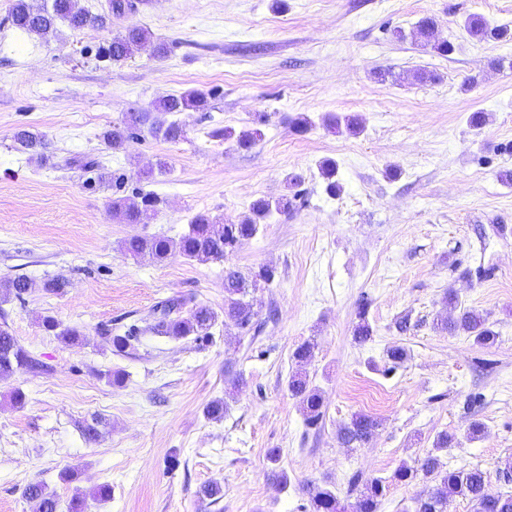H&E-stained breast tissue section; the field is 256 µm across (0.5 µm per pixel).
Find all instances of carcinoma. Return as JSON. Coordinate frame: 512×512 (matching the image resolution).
Masks as SVG:
<instances>
[{
  "mask_svg": "<svg viewBox=\"0 0 512 512\" xmlns=\"http://www.w3.org/2000/svg\"><path fill=\"white\" fill-rule=\"evenodd\" d=\"M102 21L104 16L91 17V11L80 0H47L40 9L31 0H14L8 21L12 26L28 35L44 37L57 30L58 25L65 24L74 31H81L91 24V20ZM434 21L430 17L418 21L416 35L420 46L428 47L440 56L453 52V45L443 40H432ZM469 35L478 41L500 40L507 37L508 31L494 28L480 15H470L465 20ZM152 47L158 56L168 53L165 42L155 41L152 31L144 26L134 24L123 33L112 38L102 47L101 58L112 62L124 61L145 47ZM214 92L189 91L163 97L153 105V113L128 112L123 122L105 130L101 138L111 149L123 147L126 141L135 138L142 127L161 135L169 142H178L184 137L183 126L177 121H166L164 115L187 111H204ZM211 136L220 139H233L241 150H249L261 137L257 128L244 130L239 134L221 128L211 132ZM13 140L16 148L30 155V159L39 165L49 160L46 154L47 143L44 135L24 127L18 129ZM70 167L84 173H93L100 182L112 184V220L119 224H142L150 215L156 213L160 204L158 197L150 192H137L135 198L122 195L126 189V178L122 173L109 174L104 171L100 161L91 155L72 157ZM319 174L325 183V191L336 195V163L325 159L319 164ZM292 202L282 199L275 202L260 199L253 203L251 216L239 224H224L210 218L205 213L196 214L189 224L188 231L174 242L164 236L141 237L132 235L122 243L123 251L132 256H150L157 262L165 261L176 251L189 261L201 263L222 262L233 253L245 240L255 236L259 225L265 223L273 212H285ZM275 279V270L262 266L251 278L243 277L231 268L224 270V325H232L239 334L246 336L257 333L267 320L259 319L251 301L247 300L250 291L260 284L269 285ZM28 290V280L15 277L0 281V296H11L23 300ZM367 305L359 304L360 322L355 329L354 339L364 345L372 340L373 330L366 320ZM218 320V313L207 304L195 302L188 304L186 298L174 296L157 303L151 313L150 329L161 336L174 339L192 338L204 342L211 336V328ZM41 327L66 345L76 344L81 340L82 332L76 327L62 326L53 316L45 315L40 319ZM441 329L453 335L463 334L481 347H492L499 339V333L489 326L484 314L475 309H465L454 319L441 324ZM141 328L129 326L124 333L112 336V352L123 356L134 349ZM46 370V366L19 345L8 326H0V378H8L16 371ZM288 391L298 401L307 425L316 426L323 419L324 399L321 390L310 385L307 375L297 370L288 378ZM379 421L371 415L356 413L350 421L339 427L336 437L346 448H358L376 434ZM430 479L415 501V512H445L448 499L463 496L473 504L474 512H512V493H492L489 491L487 474L479 469L451 470L441 469L439 456L427 454L417 465H400L393 473L392 479L406 482L418 475ZM388 490L386 481L372 479L364 484L354 501L348 505L340 503L336 493L329 487L308 486L306 493L310 498L312 512H378L382 499ZM25 496L36 503L37 512H57L58 500L48 491L42 482L30 483L24 490Z\"/></svg>",
  "mask_w": 512,
  "mask_h": 512,
  "instance_id": "carcinoma-1",
  "label": "carcinoma"
}]
</instances>
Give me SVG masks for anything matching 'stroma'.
I'll use <instances>...</instances> for the list:
<instances>
[{"label":"stroma","instance_id":"stroma-1","mask_svg":"<svg viewBox=\"0 0 512 512\" xmlns=\"http://www.w3.org/2000/svg\"><path fill=\"white\" fill-rule=\"evenodd\" d=\"M11 3L0 0V280L23 276L30 289L0 313L47 370L0 380V512H36L24 496L36 481L56 494L58 512L103 484L111 498L89 497L86 512H309L306 484L328 485L345 504L356 473L389 479L380 512H414L423 480L392 475L434 450L444 430L456 440L438 452L443 466L480 468L492 492H512L498 477L512 460V182L500 177L512 171V39L479 42L463 28L478 14L512 31V0H143L105 26L62 24L43 38L10 24ZM424 17L452 54L418 46ZM131 24L168 42V56L145 48L119 63L94 58L92 48ZM420 69L436 81H415ZM192 89L215 96L208 111L179 114L184 139L144 129L105 148L101 133L126 113ZM476 111L486 115L478 129L469 124ZM299 114L313 122L300 134L288 123ZM328 114L358 117L361 129L329 132ZM20 127L45 135L50 163L15 149ZM215 127H256L262 137L239 150L211 137ZM84 154L154 192L158 212L113 222L111 187L65 164ZM160 158L168 172L144 181ZM325 159L337 166L332 197L318 173ZM282 195L290 211L273 214L224 264L176 252L157 263L121 249L135 234L178 240L198 212L240 223L254 201ZM263 266L276 277L254 304L274 320L259 335L219 324L201 346L148 331L159 301L188 295L223 312L225 268ZM57 275L67 288L46 293L44 280ZM451 291L458 306L446 301ZM363 295L374 338L360 346ZM463 308L487 315L495 346L437 329ZM44 315L78 327L81 342L46 333ZM404 316L402 334L395 322ZM132 324L143 329L135 350L113 354L108 332ZM307 339L316 349L305 371L324 398L315 427L287 387L292 353ZM393 344L410 356L390 372ZM117 369L120 387L106 378ZM16 389L24 405L14 404ZM219 398L223 419H207ZM356 412L381 426L370 443L342 447L336 430ZM96 418L101 435L91 442L83 428ZM476 419L486 433L473 440ZM271 448L288 489L269 477ZM211 482L224 488L215 504L198 495Z\"/></svg>","mask_w":512,"mask_h":512}]
</instances>
